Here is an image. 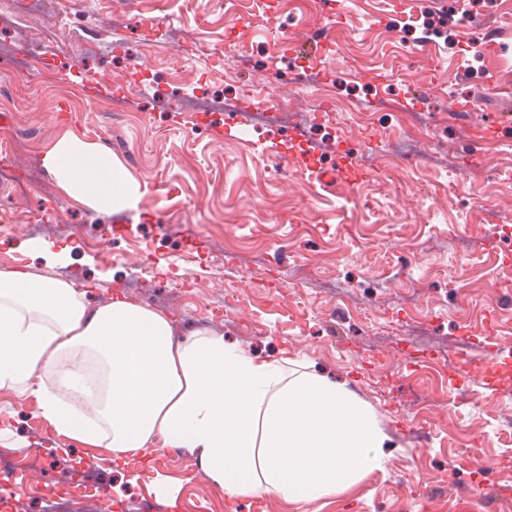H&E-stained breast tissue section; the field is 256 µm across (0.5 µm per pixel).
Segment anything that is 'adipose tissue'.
Masks as SVG:
<instances>
[{
	"instance_id": "adipose-tissue-1",
	"label": "adipose tissue",
	"mask_w": 512,
	"mask_h": 512,
	"mask_svg": "<svg viewBox=\"0 0 512 512\" xmlns=\"http://www.w3.org/2000/svg\"><path fill=\"white\" fill-rule=\"evenodd\" d=\"M42 162L70 199L101 213L145 192L105 145L67 132ZM0 389L37 400L54 431L128 464L183 448L230 498L291 503L351 489L380 470L387 436L345 381L260 358L205 328L174 337L170 315L117 293L27 270L0 271Z\"/></svg>"
}]
</instances>
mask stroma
I'll use <instances>...</instances> for the list:
<instances>
[{"label": "stroma", "mask_w": 512, "mask_h": 512, "mask_svg": "<svg viewBox=\"0 0 512 512\" xmlns=\"http://www.w3.org/2000/svg\"><path fill=\"white\" fill-rule=\"evenodd\" d=\"M339 2L14 0L0 53L20 47L48 72L38 89L0 78V270L62 272L91 304L118 291L178 335L206 327L345 378L389 438L382 471L309 503L229 499L186 451L158 447L133 486L106 449L56 435L32 395L0 389V448L41 451L38 476L20 463L0 480V512L77 495L74 473L98 489L86 512L155 506L157 475L178 486L171 512H512V0ZM308 61L327 89L318 124ZM201 85L286 101L297 126L177 106ZM476 98L481 111L448 109ZM66 131L145 185L124 231L44 169ZM364 154L375 165L360 174ZM55 217L41 241L70 246L61 268L28 246ZM491 360L466 384L462 363Z\"/></svg>", "instance_id": "35a3bbf8"}]
</instances>
